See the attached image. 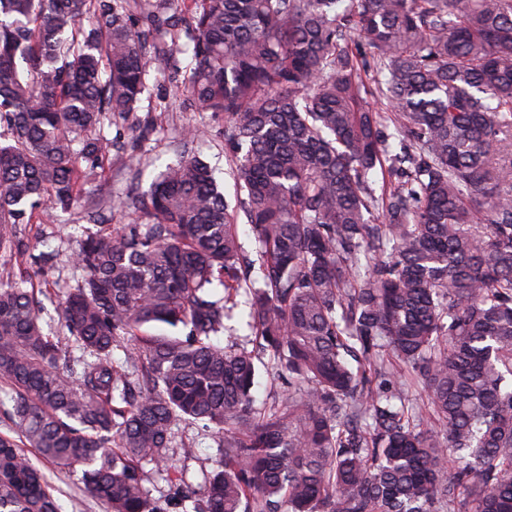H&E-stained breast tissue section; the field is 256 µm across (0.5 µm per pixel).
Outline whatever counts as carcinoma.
<instances>
[{
    "mask_svg": "<svg viewBox=\"0 0 512 512\" xmlns=\"http://www.w3.org/2000/svg\"><path fill=\"white\" fill-rule=\"evenodd\" d=\"M151 71L224 116L235 202L187 130L152 222L78 244V356L0 280V512H59L30 448L107 512H188L146 486L181 422L218 435L193 512H512V0H0V252ZM239 296L252 350L215 343ZM257 383V403L262 401L272 402L283 390L284 386L281 384V381L274 380L272 377L268 376L262 368L257 377Z\"/></svg>",
    "mask_w": 512,
    "mask_h": 512,
    "instance_id": "obj_1",
    "label": "carcinoma"
}]
</instances>
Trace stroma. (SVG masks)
<instances>
[{"instance_id":"35a3bbf8","label":"stroma","mask_w":512,"mask_h":512,"mask_svg":"<svg viewBox=\"0 0 512 512\" xmlns=\"http://www.w3.org/2000/svg\"><path fill=\"white\" fill-rule=\"evenodd\" d=\"M168 87L149 80L143 97L140 123L149 131L145 137L125 131L121 147L114 150L100 178L86 185L82 196L71 209L59 212L54 221L38 220L17 227V234L32 253L53 252L54 259L45 269L30 268L29 275L39 290L41 300L40 322L45 331L61 335L58 298L76 283L78 270L73 262L76 240L83 234L88 222L85 214L98 208L106 212L112 223L146 224L147 214L128 209L117 210V202L126 200L131 187L147 190L153 178L165 165L179 162L178 144L184 132L192 127L205 129L206 134L195 144V153L215 171L226 197H233V181L227 173L224 157V121L209 112H185L179 109L162 112L161 101L172 100ZM192 447V454H185V447ZM176 469L185 471L194 486H201L205 474L214 465L215 446L211 433L195 426H180L172 450ZM37 465L52 475L58 487L61 512H105L104 506L84 493L77 477L56 473L53 465L38 460Z\"/></svg>"}]
</instances>
